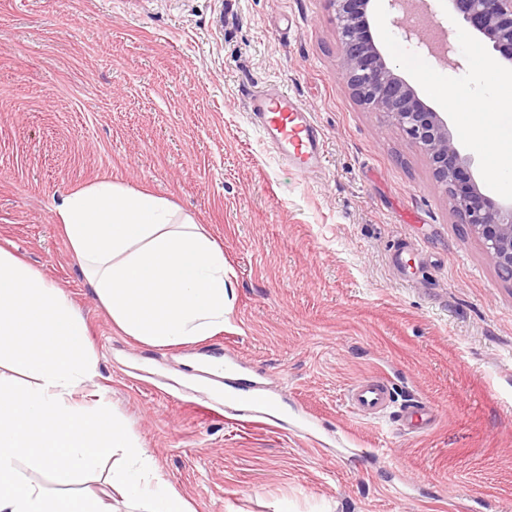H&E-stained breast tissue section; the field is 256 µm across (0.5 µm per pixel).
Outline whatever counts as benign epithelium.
<instances>
[{"label": "benign epithelium", "mask_w": 512, "mask_h": 512, "mask_svg": "<svg viewBox=\"0 0 512 512\" xmlns=\"http://www.w3.org/2000/svg\"><path fill=\"white\" fill-rule=\"evenodd\" d=\"M336 17L338 70L353 97L376 112L389 115L410 143L427 157L433 176L448 194L452 210L465 230L481 242L489 260L512 279V200L498 201L476 181L472 157L462 154L447 120L428 106L395 72L376 43L369 9L374 0H329ZM393 25L416 46L446 60L453 51L452 31L434 23L428 0H385ZM448 7L474 34L491 43L498 59L512 63V0H448Z\"/></svg>", "instance_id": "7a95c632"}]
</instances>
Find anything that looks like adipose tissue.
Instances as JSON below:
<instances>
[{"mask_svg":"<svg viewBox=\"0 0 512 512\" xmlns=\"http://www.w3.org/2000/svg\"><path fill=\"white\" fill-rule=\"evenodd\" d=\"M56 215L123 334L162 348L223 328L224 251L190 215L109 180L66 195ZM97 363L66 291L0 247V512H108L99 497L55 496L30 477L79 484L106 456L130 512H194L123 417L78 400Z\"/></svg>","mask_w":512,"mask_h":512,"instance_id":"obj_1","label":"adipose tissue"}]
</instances>
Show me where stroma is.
I'll return each mask as SVG.
<instances>
[{"mask_svg": "<svg viewBox=\"0 0 512 512\" xmlns=\"http://www.w3.org/2000/svg\"><path fill=\"white\" fill-rule=\"evenodd\" d=\"M463 72L404 41L385 0L372 33L499 199L458 91L492 96L494 52L434 0ZM328 0H0V242L83 314L87 382L131 425L195 512H440L455 498L512 512V280L463 232L426 157L337 74ZM276 87L324 134L291 169L252 124ZM102 179L191 215L224 249L223 330L155 348L115 330L57 222ZM234 353L263 425L227 410L205 364ZM381 375L396 406L431 401L427 433L364 418L349 388Z\"/></svg>", "mask_w": 512, "mask_h": 512, "instance_id": "stroma-1", "label": "stroma"}]
</instances>
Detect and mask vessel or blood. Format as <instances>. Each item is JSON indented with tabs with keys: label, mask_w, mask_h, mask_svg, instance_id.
Returning <instances> with one entry per match:
<instances>
[{
	"label": "vessel or blood",
	"mask_w": 512,
	"mask_h": 512,
	"mask_svg": "<svg viewBox=\"0 0 512 512\" xmlns=\"http://www.w3.org/2000/svg\"><path fill=\"white\" fill-rule=\"evenodd\" d=\"M251 117L277 155L300 172L317 170L323 159V133L311 114L292 96L278 92L255 93L248 98ZM347 402L357 414L378 418L394 402L387 382L378 376L363 379L348 392ZM437 409L428 403L405 406L396 421L402 431L419 434L431 430Z\"/></svg>",
	"instance_id": "vessel-or-blood-1"
}]
</instances>
